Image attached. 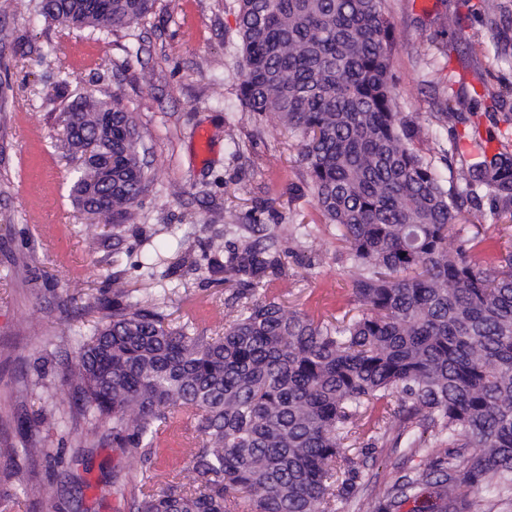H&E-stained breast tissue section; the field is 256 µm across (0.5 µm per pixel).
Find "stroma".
Listing matches in <instances>:
<instances>
[{"instance_id":"1","label":"stroma","mask_w":512,"mask_h":512,"mask_svg":"<svg viewBox=\"0 0 512 512\" xmlns=\"http://www.w3.org/2000/svg\"><path fill=\"white\" fill-rule=\"evenodd\" d=\"M231 0H155L152 12L129 34L66 29L30 13L27 0H0V419L34 420L68 409L74 394L59 381L52 357L57 333L66 324L89 330L96 314L69 313L63 306L74 287L91 303L111 280L152 292L170 290L168 314L192 321L207 335L223 332L232 315V285L207 283L191 264L218 242L232 249L225 225L255 218L265 233L290 241L294 251L285 274L264 287L288 309L331 319L359 312L352 297L344 248L324 224L298 161V142L275 113L257 117L237 99L241 57ZM397 46L392 73L404 115L428 118L429 136L420 144L438 170L443 155L469 160V143L452 144L434 123L450 97L498 98L512 86V23L489 31L462 0H384ZM462 22L449 30L450 14ZM70 98L117 97L133 112L146 149L149 190L138 225L99 227L105 249L85 248L89 217L77 209L70 187L79 162L58 148L62 104L54 83ZM479 229L473 254L485 268L498 263L504 229L489 212L472 215ZM308 224V239H290L292 225ZM33 241L32 263L40 277L8 273L19 237ZM159 251L155 278L140 277L139 253ZM116 263L106 262L105 254ZM41 367L49 386L44 397L21 392L18 374ZM386 405L372 402L358 422L369 448L351 451V466L374 495L400 475L423 466L421 456L403 455L384 433ZM194 446L189 420L177 418L163 436L154 465L162 475L185 471ZM59 464L38 466V491L24 494L7 478L0 456V497L9 512H128L122 499L85 490L74 499V482L85 473L70 448Z\"/></svg>"}]
</instances>
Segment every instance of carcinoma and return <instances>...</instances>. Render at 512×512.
Instances as JSON below:
<instances>
[{"label": "carcinoma", "instance_id": "carcinoma-1", "mask_svg": "<svg viewBox=\"0 0 512 512\" xmlns=\"http://www.w3.org/2000/svg\"><path fill=\"white\" fill-rule=\"evenodd\" d=\"M155 0H32L47 23L114 33L140 25ZM489 18L512 15V0H479ZM242 55L238 99L261 116L279 115L299 140V157L324 223L335 226L353 271L361 314L316 320L256 289L283 272L288 251L272 237L252 238L213 263L211 243L199 270L239 285L237 314L224 334L194 323L172 325L168 293L135 295L117 281L95 307L90 333L65 328L70 351L61 381L73 387L69 410L43 417L57 443L112 444L140 469L106 486L130 498V512H336L354 499L366 512L358 472H341L345 446L362 409L392 408L404 424L405 450L426 459L400 476L373 512H509L512 508V238L499 264L482 268L473 239L454 251L465 205L488 203L512 224V134L495 149L472 137L474 154L446 184L418 144L425 120L398 111L391 70L394 29L383 0H235ZM72 101L61 112L62 148L84 154L71 187L76 205L97 222L134 225L146 190L133 113L112 101ZM22 391L42 396L44 373L23 374ZM185 413L195 433L187 475L160 478L157 438ZM422 431L417 433L415 428ZM5 441L11 476L28 490L38 460L56 455L23 420ZM455 452L450 453L448 449ZM481 492L469 498L470 491Z\"/></svg>", "mask_w": 512, "mask_h": 512}]
</instances>
